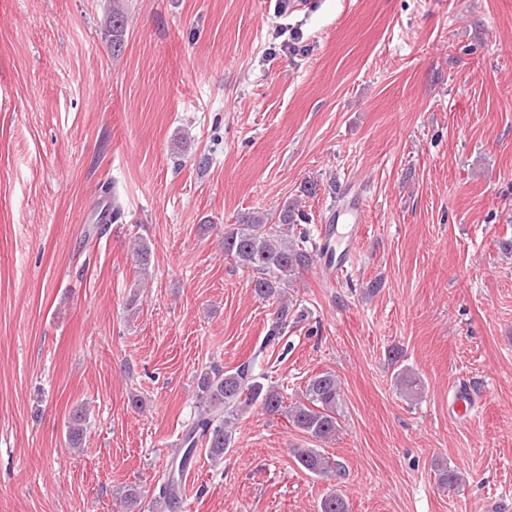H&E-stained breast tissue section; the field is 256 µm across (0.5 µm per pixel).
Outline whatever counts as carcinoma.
Returning <instances> with one entry per match:
<instances>
[{
    "mask_svg": "<svg viewBox=\"0 0 512 512\" xmlns=\"http://www.w3.org/2000/svg\"><path fill=\"white\" fill-rule=\"evenodd\" d=\"M128 13L127 0H112L101 25L102 39L115 57L124 50ZM307 223L309 217L300 200L293 198L284 202L274 215L252 214L224 230V254L256 274L252 283L257 297L270 299L282 295L316 256L332 265V253L312 242L309 232L303 228ZM130 249L135 265L141 272H147L150 264L147 241L137 237L131 241ZM289 314V305H280L268 342L280 338L288 327ZM396 382L403 393L417 394V378L407 370L397 374ZM303 396L302 400L286 403L281 390L261 381L246 365L234 371L212 368L201 373L197 382L198 411L182 435L183 453L178 470L191 462L200 446L207 448L213 458H222L224 451L232 447L237 421L255 405L269 414L285 416L294 428L317 441L331 439L336 435L338 410L343 402L336 374L322 372L309 379ZM87 426L85 411L75 408L66 425L69 447L81 446ZM294 458L301 468L315 476L327 479L341 476L339 464L330 462L317 448H296ZM437 476L439 484L450 490L461 482L458 470L446 465L437 469ZM179 489L180 483L174 474H169L154 493L155 506L173 508ZM319 512H348V503L342 495L332 492L322 498Z\"/></svg>",
    "mask_w": 512,
    "mask_h": 512,
    "instance_id": "carcinoma-1",
    "label": "carcinoma"
}]
</instances>
